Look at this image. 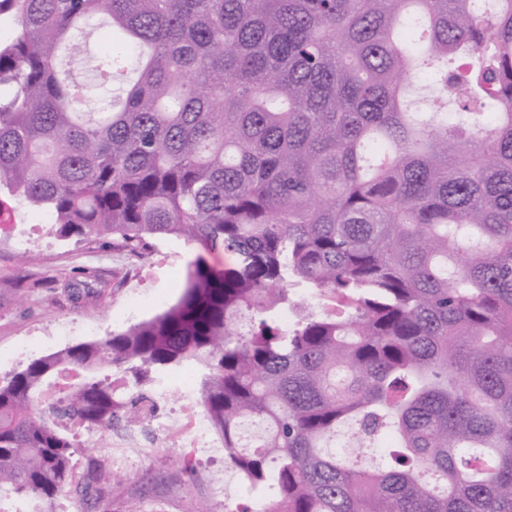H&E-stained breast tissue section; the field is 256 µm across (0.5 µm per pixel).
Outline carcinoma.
Instances as JSON below:
<instances>
[{
  "label": "carcinoma",
  "instance_id": "1",
  "mask_svg": "<svg viewBox=\"0 0 512 512\" xmlns=\"http://www.w3.org/2000/svg\"><path fill=\"white\" fill-rule=\"evenodd\" d=\"M2 19L0 185L59 240L200 253L161 314L0 382V489L53 503L68 431L138 423L191 365L225 461L267 492L237 512H512V0H0ZM104 25L124 44L94 59L92 112L57 51ZM349 421L359 448L394 432L387 468L323 451Z\"/></svg>",
  "mask_w": 512,
  "mask_h": 512
}]
</instances>
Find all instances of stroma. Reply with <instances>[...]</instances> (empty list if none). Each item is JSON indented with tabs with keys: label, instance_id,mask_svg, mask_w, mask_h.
<instances>
[{
	"label": "stroma",
	"instance_id": "obj_1",
	"mask_svg": "<svg viewBox=\"0 0 512 512\" xmlns=\"http://www.w3.org/2000/svg\"><path fill=\"white\" fill-rule=\"evenodd\" d=\"M13 222L36 226L50 240L26 263L23 246L0 236V381L33 359L161 313L181 295L195 253L192 245L174 238L157 242L145 261L106 241L64 242L50 236L48 218L20 206ZM83 269L95 271L108 288L94 297H72L67 283ZM78 440L68 493L51 504L27 500L28 512H127L132 506L139 512H199L204 506L210 512H234L243 499L238 477L223 457L184 447L178 429H171L165 447L148 449L136 466L126 468L113 466L112 450L97 432L81 430ZM94 466L112 474L109 492L98 500L81 492ZM218 480L224 483L220 497L211 490Z\"/></svg>",
	"mask_w": 512,
	"mask_h": 512
}]
</instances>
